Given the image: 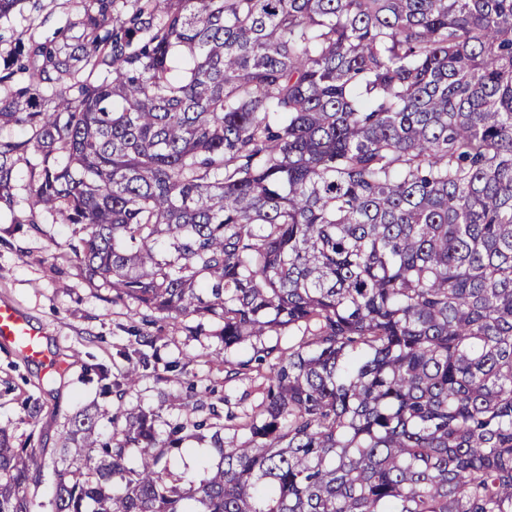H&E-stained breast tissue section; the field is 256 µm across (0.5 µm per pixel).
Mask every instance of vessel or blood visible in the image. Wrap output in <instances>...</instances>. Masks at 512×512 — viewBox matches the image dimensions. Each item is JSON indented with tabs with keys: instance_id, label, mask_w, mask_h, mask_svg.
<instances>
[{
	"instance_id": "b4317fda",
	"label": "vessel or blood",
	"mask_w": 512,
	"mask_h": 512,
	"mask_svg": "<svg viewBox=\"0 0 512 512\" xmlns=\"http://www.w3.org/2000/svg\"><path fill=\"white\" fill-rule=\"evenodd\" d=\"M0 344L14 347L25 359L43 363L55 373L65 369L64 363L50 351L25 312L9 302H0Z\"/></svg>"
}]
</instances>
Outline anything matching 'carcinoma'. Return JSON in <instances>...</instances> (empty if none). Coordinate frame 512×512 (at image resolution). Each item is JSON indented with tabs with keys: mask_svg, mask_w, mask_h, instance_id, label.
Instances as JSON below:
<instances>
[{
	"mask_svg": "<svg viewBox=\"0 0 512 512\" xmlns=\"http://www.w3.org/2000/svg\"><path fill=\"white\" fill-rule=\"evenodd\" d=\"M0 204L34 149L28 213L140 325L224 322L228 382L166 439L154 414L64 425L52 512H512V0H88L0 65ZM294 331L288 346L262 338ZM221 463L171 481L182 433ZM247 432L239 440L238 434ZM141 449L133 466L125 449ZM43 455L0 428V512Z\"/></svg>",
	"mask_w": 512,
	"mask_h": 512,
	"instance_id": "cac0c4a2",
	"label": "carcinoma"
}]
</instances>
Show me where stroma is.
Masks as SVG:
<instances>
[{"mask_svg": "<svg viewBox=\"0 0 512 512\" xmlns=\"http://www.w3.org/2000/svg\"><path fill=\"white\" fill-rule=\"evenodd\" d=\"M39 2V10L27 8L0 18V60L11 54L17 38L50 36L82 10L81 0ZM28 167V156L16 158L14 208L0 210V302L15 303L29 315L67 370L49 377L16 349L0 346V428L16 443L50 451L58 445L64 415L90 406L102 419L101 434L111 432L108 418L118 410L154 411L155 430L164 433L169 422L185 416L184 388L163 381L174 362L182 364L185 378L204 389L205 403L223 397L233 401L243 397L251 406L260 403L257 383L225 381L223 366L212 363L211 354L220 345V323L194 316L148 326L155 351L146 377L123 400L103 394L94 367L104 365L114 375L127 368L123 354L134 344L129 333L134 304L113 301L107 285L89 280L69 248L76 238L75 226L49 213L35 229L15 222V214L28 208ZM30 397L43 406L36 424L24 409Z\"/></svg>", "mask_w": 512, "mask_h": 512, "instance_id": "stroma-1", "label": "stroma"}]
</instances>
